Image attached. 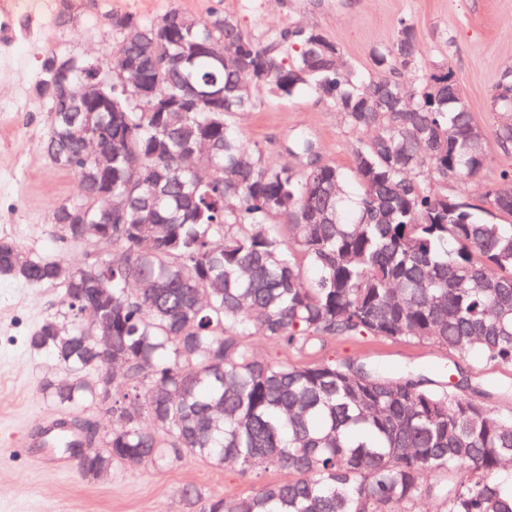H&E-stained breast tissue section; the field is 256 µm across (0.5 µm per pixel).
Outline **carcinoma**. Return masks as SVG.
I'll use <instances>...</instances> for the list:
<instances>
[{
	"mask_svg": "<svg viewBox=\"0 0 512 512\" xmlns=\"http://www.w3.org/2000/svg\"><path fill=\"white\" fill-rule=\"evenodd\" d=\"M114 24L141 43L113 54L163 82L140 96L115 81L88 106L47 98L43 142L81 187L52 224L71 246L106 249L46 258L0 237L13 278L62 287L64 319L28 337L65 373L45 378L43 395L118 421L90 456L92 477L187 457L288 478L232 498L191 487L185 512H417L425 498L439 512H512L511 410L357 358L298 364L251 344L258 333L306 356L366 336L512 366V192L490 187L479 205L448 194V181L464 187L487 167L486 135L462 87L448 99L453 70L423 66L415 23L399 20L371 73L342 67L318 30L261 45L220 9L204 22L172 7ZM216 41L222 64L207 53ZM64 63L71 83L109 70L107 58L96 70L51 55L44 81ZM412 71L418 85L397 79ZM253 84L277 98L305 87L336 109L359 135L357 192L332 163L295 167L315 149L307 137L274 161L241 136ZM492 100L512 112L511 67ZM495 138L512 151V118ZM96 312L112 315L110 381L89 339Z\"/></svg>",
	"mask_w": 512,
	"mask_h": 512,
	"instance_id": "1",
	"label": "carcinoma"
}]
</instances>
